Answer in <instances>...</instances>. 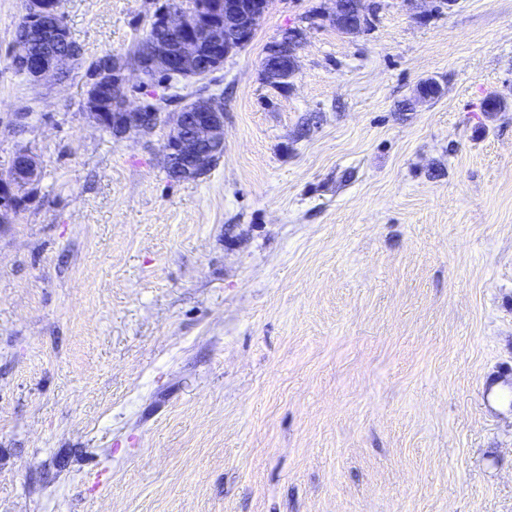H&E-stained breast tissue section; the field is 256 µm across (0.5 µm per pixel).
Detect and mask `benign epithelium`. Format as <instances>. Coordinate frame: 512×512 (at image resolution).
Wrapping results in <instances>:
<instances>
[{
	"label": "benign epithelium",
	"mask_w": 512,
	"mask_h": 512,
	"mask_svg": "<svg viewBox=\"0 0 512 512\" xmlns=\"http://www.w3.org/2000/svg\"><path fill=\"white\" fill-rule=\"evenodd\" d=\"M428 8L414 15L425 23L434 15L449 12L457 0H425ZM327 18L339 32L357 35L372 19L371 12L352 0H333ZM272 6V0H169V5L151 17L152 35L134 56L141 76L150 81L166 74H177L186 82H199L223 67L237 49L248 44ZM39 24L41 48L31 56L27 35L31 24ZM302 32L294 30L288 49L275 43L263 63L266 80L276 84L295 72ZM16 64L33 81L68 73L81 59L83 51L73 42L62 20L57 0H26L12 45ZM127 63L120 57L102 55L87 74L83 97L86 118L100 128L113 123L117 137L132 130L149 133L164 125L167 133L162 145L165 165L180 161L185 167L180 181L190 182L206 172L224 153V98L202 94L183 101L175 112H158L153 106L129 108L124 94ZM112 95L115 112L103 111L106 95ZM39 175L37 158L27 150L16 155L9 172L0 176V224L22 205V191Z\"/></svg>",
	"instance_id": "7a95c632"
}]
</instances>
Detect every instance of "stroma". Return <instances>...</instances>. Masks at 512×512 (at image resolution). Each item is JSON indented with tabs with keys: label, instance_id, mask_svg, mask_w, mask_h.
<instances>
[{
	"label": "stroma",
	"instance_id": "35a3bbf8",
	"mask_svg": "<svg viewBox=\"0 0 512 512\" xmlns=\"http://www.w3.org/2000/svg\"><path fill=\"white\" fill-rule=\"evenodd\" d=\"M163 2L61 11L126 59ZM380 2L348 36L274 0L191 84L224 154L179 183L165 127L113 137L83 72H16L0 0V173L40 164L0 225V512H512V0ZM294 33L293 40L288 44V52L283 47L275 43L271 46L263 63V71L266 80L271 84H277L280 81L290 78L295 72L297 51L300 48L302 32L299 29L292 30ZM284 55V58L281 57ZM289 55V58H288ZM288 74V77H285ZM288 85V80L282 83Z\"/></svg>",
	"mask_w": 512,
	"mask_h": 512
}]
</instances>
